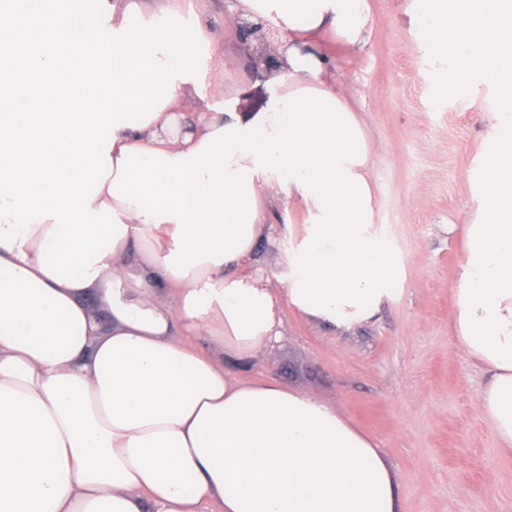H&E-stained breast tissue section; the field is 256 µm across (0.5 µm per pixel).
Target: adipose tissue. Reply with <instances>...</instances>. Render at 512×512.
Instances as JSON below:
<instances>
[{
    "instance_id": "obj_1",
    "label": "adipose tissue",
    "mask_w": 512,
    "mask_h": 512,
    "mask_svg": "<svg viewBox=\"0 0 512 512\" xmlns=\"http://www.w3.org/2000/svg\"><path fill=\"white\" fill-rule=\"evenodd\" d=\"M160 2L162 27L138 0L80 22L55 0L0 13V512H399L381 448L335 406L225 367L256 362L283 310L347 332L406 280L329 48L370 40L369 0ZM448 13L438 0L423 31L449 78L508 104L455 300L489 375L477 410L512 456V0ZM239 19L284 36L260 112L211 79L209 23ZM187 94L201 107L182 120ZM277 208L303 222L274 282L258 250Z\"/></svg>"
}]
</instances>
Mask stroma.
Returning <instances> with one entry per match:
<instances>
[{
	"instance_id": "obj_1",
	"label": "stroma",
	"mask_w": 512,
	"mask_h": 512,
	"mask_svg": "<svg viewBox=\"0 0 512 512\" xmlns=\"http://www.w3.org/2000/svg\"><path fill=\"white\" fill-rule=\"evenodd\" d=\"M375 28L361 49L337 46L341 72L363 96L379 185L374 221L405 263L400 296L368 324L339 334L285 312L281 335L247 379L276 378L334 404L373 437L398 479L402 512H512V458L499 455L476 410L487 374L455 339L465 246L456 224L480 205L479 161L496 123L495 87L477 75L447 83L424 51L414 0H370ZM238 109H261L254 84L215 26Z\"/></svg>"
}]
</instances>
